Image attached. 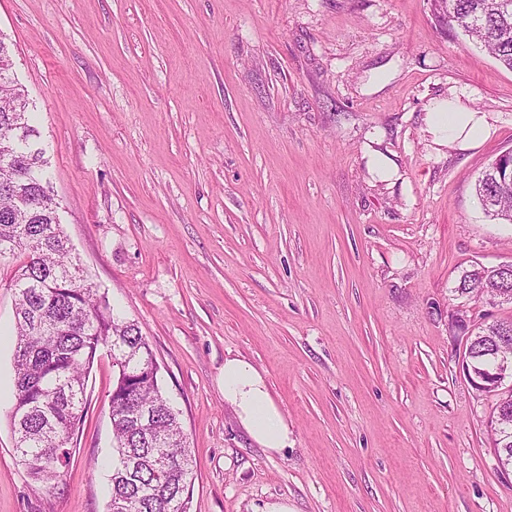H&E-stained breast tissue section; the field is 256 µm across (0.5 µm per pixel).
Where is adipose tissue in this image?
Instances as JSON below:
<instances>
[{
	"label": "adipose tissue",
	"instance_id": "obj_1",
	"mask_svg": "<svg viewBox=\"0 0 512 512\" xmlns=\"http://www.w3.org/2000/svg\"><path fill=\"white\" fill-rule=\"evenodd\" d=\"M426 132L433 143L457 144L467 149L490 131L484 113L456 99L431 103L425 116ZM224 401L234 410L240 425L263 448L277 452L287 447L288 423L274 400L264 375L247 359L224 360Z\"/></svg>",
	"mask_w": 512,
	"mask_h": 512
}]
</instances>
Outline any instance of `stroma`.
Returning a JSON list of instances; mask_svg holds the SVG:
<instances>
[{
	"instance_id": "35a3bbf8",
	"label": "stroma",
	"mask_w": 512,
	"mask_h": 512,
	"mask_svg": "<svg viewBox=\"0 0 512 512\" xmlns=\"http://www.w3.org/2000/svg\"><path fill=\"white\" fill-rule=\"evenodd\" d=\"M84 277L138 321L195 461L188 512H512L452 325L511 320L454 297L512 264L479 173L512 150V70L433 0H0ZM456 98L489 137L438 147ZM374 145L399 178L373 180ZM0 259V512H107L109 354L93 363L57 487L15 454L13 276ZM265 376L287 448L224 401V360ZM425 125L433 143L439 146L456 143L462 150L486 138L490 131L483 112L457 99L431 103L427 107Z\"/></svg>"
}]
</instances>
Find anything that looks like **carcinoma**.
Wrapping results in <instances>:
<instances>
[{"label": "carcinoma", "mask_w": 512, "mask_h": 512, "mask_svg": "<svg viewBox=\"0 0 512 512\" xmlns=\"http://www.w3.org/2000/svg\"><path fill=\"white\" fill-rule=\"evenodd\" d=\"M500 0H435L437 18L461 29L512 70V8ZM13 54L0 36V170L10 180L0 189V258L19 255L13 287L14 384L10 424L18 461L32 480L54 485L70 458L71 444L86 407L90 366L101 350L117 369L109 398L112 471L108 512H187L194 465L179 414L147 372L150 344L136 321L114 313L106 297L86 282L60 221L32 113L14 112L25 90L13 75ZM485 214L512 224V177L491 163L475 184ZM27 217L14 219V198ZM453 292L460 297L504 294L512 303V272L482 266L466 270ZM512 320L476 328L469 359L494 371L512 356ZM503 414L502 440L493 447L503 465L512 464V404Z\"/></svg>", "instance_id": "obj_1"}]
</instances>
